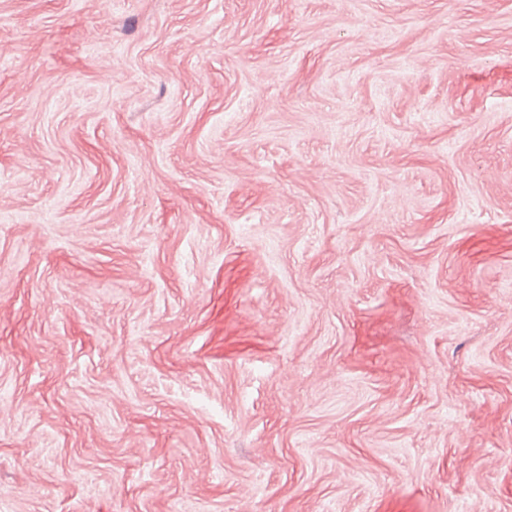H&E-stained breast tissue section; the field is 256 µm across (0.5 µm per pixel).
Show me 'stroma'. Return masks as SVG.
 <instances>
[{
    "instance_id": "stroma-1",
    "label": "stroma",
    "mask_w": 512,
    "mask_h": 512,
    "mask_svg": "<svg viewBox=\"0 0 512 512\" xmlns=\"http://www.w3.org/2000/svg\"><path fill=\"white\" fill-rule=\"evenodd\" d=\"M0 512H512V0H0Z\"/></svg>"
}]
</instances>
